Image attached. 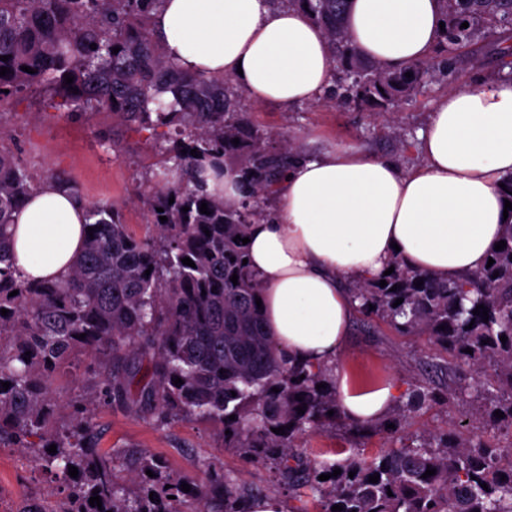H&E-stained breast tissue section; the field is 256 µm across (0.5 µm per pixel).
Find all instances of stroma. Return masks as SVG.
Here are the masks:
<instances>
[{
    "label": "stroma",
    "instance_id": "1",
    "mask_svg": "<svg viewBox=\"0 0 512 512\" xmlns=\"http://www.w3.org/2000/svg\"><path fill=\"white\" fill-rule=\"evenodd\" d=\"M512 42V33H500L496 42L482 50L483 64L465 70L459 84L512 80V69L502 66L498 51ZM433 83L386 112L338 110L305 102L284 110L267 104H251V123L269 137L272 146L297 140L310 153L330 145H353L371 154L395 160L408 170L421 161L420 137L435 102L445 92ZM7 127L18 158L34 171L53 170L76 184L85 202H108L123 211L130 230L148 237L153 229L140 200L147 193L146 179L158 159L148 132H138L111 113L85 119L54 111L31 96L14 98L8 106ZM90 357L75 353L59 369L53 386L62 398L90 391L94 380L88 371ZM335 379L349 389L393 387L395 403L405 406L414 390L429 387L439 391L458 386L466 368L457 366L428 337L402 336L377 320L355 316L340 355L331 365ZM473 408L468 393L448 405H423L407 410L402 419L404 443L447 431ZM99 449L109 453L124 448L145 450L164 458L173 477L200 483L220 472L235 479L250 495L275 496L284 512H319L317 500L303 493H289L272 465L243 458L225 447L219 424L204 420H175L154 425L145 412L113 402L98 403ZM301 451L320 454L334 463L351 456L373 457L388 442L374 423L355 425L337 420L320 431L301 435ZM64 495L55 477L43 471L35 459L18 448L0 447V512H54Z\"/></svg>",
    "mask_w": 512,
    "mask_h": 512
}]
</instances>
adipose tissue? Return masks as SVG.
I'll return each instance as SVG.
<instances>
[{
	"label": "adipose tissue",
	"mask_w": 512,
	"mask_h": 512,
	"mask_svg": "<svg viewBox=\"0 0 512 512\" xmlns=\"http://www.w3.org/2000/svg\"><path fill=\"white\" fill-rule=\"evenodd\" d=\"M439 0H351L346 32L367 60L402 69L441 40ZM154 37L187 73L231 78L260 104L288 109L331 87L335 64L324 29L293 7L265 0H163ZM422 161L354 147L302 156L277 187L278 212L253 224L247 251L265 286L267 329L290 359L333 361L358 302L349 281L384 274L391 258L436 279L479 270L504 224L500 185L512 174V81L448 90L421 136ZM86 203L45 181L13 228L25 280H58L83 246ZM395 391L344 390L347 418L383 415Z\"/></svg>",
	"instance_id": "adipose-tissue-1"
}]
</instances>
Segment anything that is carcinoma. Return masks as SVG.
<instances>
[{"label": "carcinoma", "mask_w": 512, "mask_h": 512, "mask_svg": "<svg viewBox=\"0 0 512 512\" xmlns=\"http://www.w3.org/2000/svg\"><path fill=\"white\" fill-rule=\"evenodd\" d=\"M161 2L0 0V68L10 69L0 77V310H8L0 315V447L23 448L54 474L65 491L57 512H181L187 495L195 500L193 512H245L246 493L227 476L193 483L186 493L183 480L146 452L100 454L91 406L109 399L147 409L158 425L219 420L228 430L225 446L272 461L289 487L319 495L321 512H332L336 504L342 512H512V448L498 447L493 435L501 426L512 429V222L504 224L506 247L490 254L493 265L468 277L437 280L394 258L392 274L350 284L362 315L403 336H427L470 369L472 381L446 395L419 390L408 405L451 401L458 390L481 399L494 393V405L475 408L467 424L416 446L307 472L295 440L341 417L336 386L329 367L288 362L268 335L256 304L264 286L243 264L242 243L249 225L266 216V202L298 146L269 148L248 121L243 95L231 79L187 74L166 58L151 29ZM441 3L445 31L439 52L390 71L362 58L348 38L343 25L348 0H288L327 33L341 73L340 89H331L328 99L344 109L380 112L427 80L445 79L453 86L460 56L471 68L480 67L473 46L498 28H512L506 23L512 0ZM464 22L469 27H461ZM66 74L73 76L70 87ZM27 91L45 94L59 112L91 117L104 110L137 131H150L165 155V164L153 173L152 191L143 197L153 236L130 233L121 209L112 204L89 205L84 227L94 232L85 235L66 277L30 282L15 275L16 214L54 177L34 174L8 146L6 106ZM208 165L218 175L232 166L248 183L238 204L204 191ZM203 202L208 215L200 213ZM161 215L167 221H160ZM185 257L195 266L183 264ZM418 280L420 287L414 285ZM14 290L18 294L10 295ZM478 305L487 308L488 321L473 314ZM76 351L93 359L97 386L70 404L69 427L59 433L52 426L60 407L52 381ZM177 378L183 384L174 383ZM319 383L326 388H316ZM298 395L303 400H296ZM497 410L504 417H495ZM401 417L399 411L381 421L379 432L399 437ZM279 427L284 434L272 432ZM52 444L56 452L40 455ZM119 460L137 472V485L116 484ZM70 465L77 467L75 478ZM429 467L435 475L426 478ZM336 469L341 474L335 477ZM376 473L378 482H369ZM322 474L331 478L321 481ZM96 495L100 508L89 503Z\"/></svg>", "instance_id": "cac0c4a2"}]
</instances>
